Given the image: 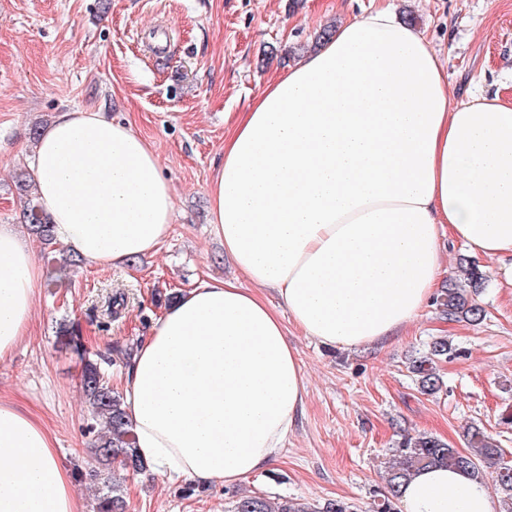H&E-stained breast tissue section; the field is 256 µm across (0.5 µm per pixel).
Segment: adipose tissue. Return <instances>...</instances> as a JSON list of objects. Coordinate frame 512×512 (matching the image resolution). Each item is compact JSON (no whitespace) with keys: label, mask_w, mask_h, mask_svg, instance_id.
<instances>
[{"label":"adipose tissue","mask_w":512,"mask_h":512,"mask_svg":"<svg viewBox=\"0 0 512 512\" xmlns=\"http://www.w3.org/2000/svg\"><path fill=\"white\" fill-rule=\"evenodd\" d=\"M31 177L57 241L109 269L156 252L175 202L131 123L66 110ZM211 222L236 274L164 309L122 380L139 456L158 478L224 486L279 460L307 394L286 323L346 348L426 308L445 241L502 261L512 283V101L450 100L445 59L392 6L343 22L269 82L224 141ZM41 265L0 224V360L27 335ZM275 289L285 311L260 294ZM402 512H495L445 468L404 486ZM0 512H86L52 432L0 397Z\"/></svg>","instance_id":"adipose-tissue-1"}]
</instances>
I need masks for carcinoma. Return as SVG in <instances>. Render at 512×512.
<instances>
[{"label": "carcinoma", "mask_w": 512, "mask_h": 512, "mask_svg": "<svg viewBox=\"0 0 512 512\" xmlns=\"http://www.w3.org/2000/svg\"><path fill=\"white\" fill-rule=\"evenodd\" d=\"M17 189L25 198L23 219L30 234L44 247L53 246L49 219L37 201L34 186L23 174L18 176ZM466 275L467 287L446 289L436 297V304L449 320L480 322L485 310L474 295L484 276L472 262L467 264ZM62 339L65 347L83 362L79 387L92 416L88 433L93 435L91 449L97 461V467L87 473L98 491L92 512H126L124 482L130 476L146 473V466L136 453L135 435L126 419L123 398L106 381L102 364L87 357L88 350L80 336L68 331ZM455 351L448 337L441 336L433 339L424 355L411 362L409 369L421 393L434 394L442 388L438 363ZM466 441L467 448L461 449L431 434L405 437L396 449V461L389 467L384 490L378 492L370 512H401L402 487L427 467L467 473L496 495L502 512H512V466L504 461V450L479 426L467 428ZM231 512H355V506L341 499L311 504L293 498L240 493L233 500Z\"/></svg>", "instance_id": "obj_1"}]
</instances>
